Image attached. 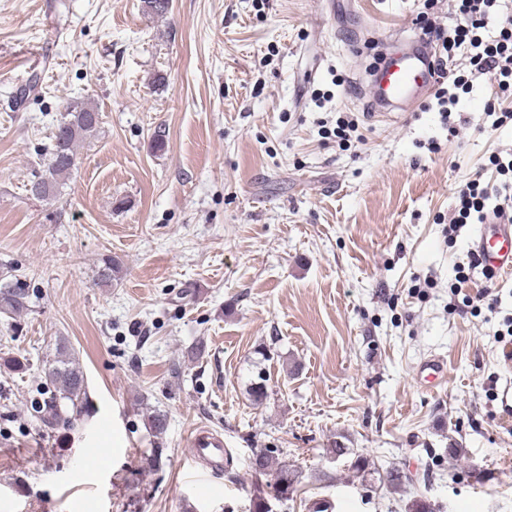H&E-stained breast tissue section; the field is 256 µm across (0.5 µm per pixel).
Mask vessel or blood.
Masks as SVG:
<instances>
[{
    "label": "vessel or blood",
    "instance_id": "1",
    "mask_svg": "<svg viewBox=\"0 0 512 512\" xmlns=\"http://www.w3.org/2000/svg\"><path fill=\"white\" fill-rule=\"evenodd\" d=\"M433 57L431 46L421 40L412 42L409 48L388 52L370 82L373 110L391 112L414 108L436 83ZM471 245L484 270L512 273V224L480 225ZM189 446L193 457L215 468L223 465L228 453L223 437L204 426L195 428Z\"/></svg>",
    "mask_w": 512,
    "mask_h": 512
}]
</instances>
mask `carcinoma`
Masks as SVG:
<instances>
[{"label":"carcinoma","instance_id":"carcinoma-1","mask_svg":"<svg viewBox=\"0 0 512 512\" xmlns=\"http://www.w3.org/2000/svg\"><path fill=\"white\" fill-rule=\"evenodd\" d=\"M99 112L96 108L82 102L67 107L61 114L53 133L51 145L47 148L49 159L45 173L39 180L47 183L49 192L41 200L56 195L63 181L76 165L77 151L80 142L97 131ZM122 267L112 258L103 261L99 268L98 279L101 285H110L116 279ZM33 302L30 295L18 280L0 277V314L6 317H20L31 311ZM47 383L52 386L48 403V413L53 419L64 413L81 414L87 404V385L84 372L74 352L65 344L56 348V353L44 368ZM147 426L150 433L158 437L167 428L166 414L153 410L147 415ZM277 449L266 448L256 453L251 460V468L258 475L273 473L275 485L265 495H257L251 499L252 512H273L275 503L287 502L294 498L297 491L298 475L296 470L279 462L275 456ZM326 455L337 457L348 463V469L366 479L373 476L369 472L366 460L354 449L341 441H334L332 447L326 449Z\"/></svg>","mask_w":512,"mask_h":512}]
</instances>
